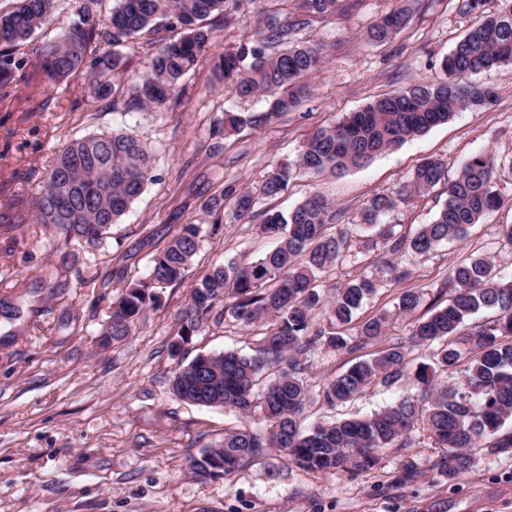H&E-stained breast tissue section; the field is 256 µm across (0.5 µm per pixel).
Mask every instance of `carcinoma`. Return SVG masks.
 Returning <instances> with one entry per match:
<instances>
[{"mask_svg":"<svg viewBox=\"0 0 512 512\" xmlns=\"http://www.w3.org/2000/svg\"><path fill=\"white\" fill-rule=\"evenodd\" d=\"M71 2L73 21L41 49L40 63L28 74L23 73L28 58L19 52L55 11L56 0H14L11 9L0 10L3 94L21 82L26 89L48 88L82 71L90 94L106 99L110 78L131 67L123 48L138 38L153 53L146 71L128 85L125 106L162 110L180 95L183 80L208 51L212 32L204 21L214 13L224 15L226 26L233 20L231 0H117L106 18L101 0ZM339 2L301 0L300 12L288 16L268 11L254 34L224 52L216 64L224 84L241 100L266 97L269 107L261 112H226L216 131L228 135L245 126H267L300 106L307 91L305 79L323 63L320 50L302 40V31L318 18L335 15ZM496 2V9L483 14L442 59L441 80L387 94L316 129L296 160L269 174L259 193L228 184L203 202V210L216 215L211 234L218 232L223 223L219 213L229 204L237 221L260 216L261 232L276 239L277 246L252 263L209 267L192 285L180 313L178 338L170 345L174 356L181 355L216 304L227 298L232 300L228 311L239 324L271 320L256 354H198L173 373L176 398L204 406L220 401L243 414L252 409L255 390L262 387L259 406L270 423L269 434L262 437L245 426L224 432L220 442L191 458L198 476L223 478L272 448L287 452L298 467L311 471H367L375 465L379 449L408 446L421 422L445 449L437 468L450 480L474 467L472 448L482 441L491 439L496 451L512 452V430H503L512 423V280L501 278L490 258L477 255L452 265L448 299L435 301L420 316L416 312L421 293L400 290L399 311L414 317L409 342L437 346L435 363L420 364L413 374L416 395L369 416L321 422L304 430L299 419L311 397L305 359L366 348L383 336L385 318L373 317L358 327L357 334L348 333L356 311L377 292L368 278L347 282L336 289L333 300H325L322 278L345 257L350 239L348 225L328 227L333 215L325 196L312 191L286 215L254 211L260 198L280 194L293 178L362 167L459 111L493 102L494 88L469 77L512 65V0ZM408 20L407 9H395L373 25L370 38L384 42ZM176 28L177 36H160L161 31ZM154 163L155 155L131 129L71 140L47 171L36 201L37 223L94 246L102 243L110 227L154 180ZM495 180L496 162L488 152L471 155L452 179L447 162L427 158L415 167L409 184L418 192L445 185L447 199L431 223L410 237L394 224L381 223L402 200L400 191L373 195L362 208L360 223L379 227L378 235L394 258L425 255L443 241L462 238L471 225L500 206ZM202 238L201 225L185 224L152 257L148 274L128 283L113 301L105 339L124 340L138 317L160 304L164 289L184 281ZM482 309L494 311L495 319L461 333L465 321ZM318 314L323 321L316 324ZM406 357L405 343H391L329 379L318 397L333 408L376 381L394 384L405 373ZM440 370L448 374V381L435 382Z\"/></svg>","mask_w":512,"mask_h":512,"instance_id":"carcinoma-1","label":"carcinoma"}]
</instances>
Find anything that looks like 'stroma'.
I'll return each mask as SVG.
<instances>
[{"label": "stroma", "instance_id": "obj_1", "mask_svg": "<svg viewBox=\"0 0 512 512\" xmlns=\"http://www.w3.org/2000/svg\"><path fill=\"white\" fill-rule=\"evenodd\" d=\"M271 7L270 0H241L234 25L216 21L206 57L166 111H130L122 99H94L81 73L52 91L54 108L47 112L26 118L16 98L0 99V190L23 210L38 198L54 154L67 140L129 128L156 158L155 182L98 248L48 225L10 224L0 215V305L20 310L19 316L0 317V512H512V454L482 446L471 471L448 479L436 467L444 451L423 423L409 447L378 452L376 465L365 472H313L275 451L225 479L193 473L190 458L219 442L225 430H268L261 410L243 415L192 404L176 399L170 388L179 360L225 350L251 354L260 344L265 325L242 327L219 306L182 358L169 351L191 282L211 265L247 263L272 248L256 222L225 220L218 234L205 237L185 283L166 288L160 306L148 309L125 340L103 341L112 302L126 282L146 276L152 256L182 225L210 224L201 204L215 190L230 182L259 188L269 171L297 156L315 129L372 99L440 80L443 57L479 20L464 0H356L306 30L325 63L301 105L271 125L223 136L214 129L223 113L260 111L267 101L239 100L218 80L214 59L252 35ZM399 7L411 13L407 26L387 42L370 41L373 24ZM475 80L495 88V104L456 113L364 167L295 178L284 192L259 202L260 209L286 212L315 190L332 202L337 223L355 225L373 194L406 184L422 160L444 159L453 172L476 152L495 154L501 206L462 239L408 257L405 284L392 281L379 261V237L364 228H356L350 252L325 275L329 299L350 279L376 282L377 293L358 317L385 315L390 342L411 329L410 317L397 309L400 287L419 289L424 304H432L448 290L449 267L475 255L492 258L500 275L512 277V244L499 231L512 224V66L476 74ZM446 198L440 186L407 196L384 221L413 234L432 222ZM433 353L410 347L403 379L372 384L345 406L331 409L313 398L305 425L367 415L415 394L412 373ZM370 354L365 348L312 356L306 374L311 393ZM406 463L416 469L408 478L402 475Z\"/></svg>", "mask_w": 512, "mask_h": 512}]
</instances>
